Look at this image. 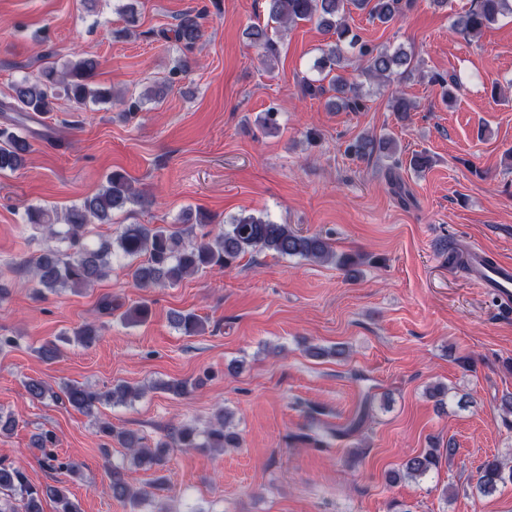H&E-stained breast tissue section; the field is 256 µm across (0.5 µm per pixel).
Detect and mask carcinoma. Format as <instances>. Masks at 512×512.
<instances>
[{
	"label": "carcinoma",
	"instance_id": "obj_1",
	"mask_svg": "<svg viewBox=\"0 0 512 512\" xmlns=\"http://www.w3.org/2000/svg\"><path fill=\"white\" fill-rule=\"evenodd\" d=\"M273 28L254 25L248 29L250 42L268 60L276 55L274 35L281 27H290L299 21H313L326 33L331 41L322 49V55L314 62V68L330 75L329 86L306 81L305 93L323 95L331 89L341 94L342 106L355 111L362 106V97L356 84L349 83L335 67L347 60L348 51L359 61V76L378 83H386L395 77L409 78L416 70L414 58L402 48L390 50L371 46L363 42L348 22L352 10L356 9L373 22L387 24L411 5V0H265ZM512 16V0H474L469 9L458 14L454 20L455 31L475 35L497 23L501 18ZM201 11L184 14L172 30L174 40L190 50L203 35ZM97 62L82 58L57 70L46 66L34 77H25L13 84L11 100L0 103V112H19L33 119L55 110L60 93H65L75 108L80 109L87 101L104 100L108 91L93 88L89 80L95 75ZM32 151L29 139L13 130V125L0 127V173H14L25 167ZM388 156L397 153V142L393 138L361 136L352 145L350 152L358 158H370L375 152ZM132 180L121 171L110 172L107 184L97 194L86 198L81 205L70 208L59 215L44 207H29L23 223L39 227L57 243H67V248L44 250L36 259L32 274L36 281V293H57L70 289L88 288L106 278L112 271V258L120 254L128 259L143 258L130 267L131 277L140 288L158 285L176 286L186 277L209 270H221L242 255L254 250L274 252L282 257H299L316 263L336 262L339 266L350 263L351 258L337 255L326 238L318 235H303L287 224H277L254 215H240L218 230L206 219L185 216L182 228L167 225L127 224L113 241L90 243L89 225L112 223V215L127 205L139 201ZM150 316L145 304L135 305L122 313L128 323L144 322ZM172 322L186 335L193 336L203 329L202 319L193 312H175ZM101 327L86 323L75 331L76 341L83 346L92 345L100 336ZM199 382L172 380L162 384L164 390L178 396L190 393ZM28 395L38 401L51 399L68 404L84 414H92L105 403H125L135 397L136 392L128 385H118L107 391L93 390L79 385H67L55 392L41 379L30 378L25 382ZM230 413H217L215 422L207 429L199 430L183 424L177 429L148 441L138 433L118 429L103 422L99 433L108 440L116 441L126 448L132 465L145 469L162 468L172 448H237L239 435L229 430ZM45 463L59 470L78 474L79 465L73 461H61L53 452L56 435L44 430L35 436ZM440 449L429 448L425 452L408 458L399 471L390 479H420L439 464ZM107 492L122 503L136 508L148 501L151 491L133 487L127 477L124 464L112 463L108 467ZM512 484V463L494 456L487 458L477 471L476 489L483 495L497 491L498 487ZM49 498L60 504L57 512H79V508L61 491L53 486L32 484L26 472L12 464L0 462V512H42V501Z\"/></svg>",
	"mask_w": 512,
	"mask_h": 512
}]
</instances>
